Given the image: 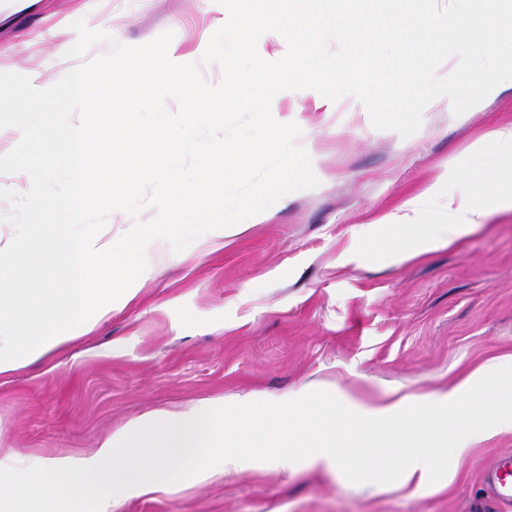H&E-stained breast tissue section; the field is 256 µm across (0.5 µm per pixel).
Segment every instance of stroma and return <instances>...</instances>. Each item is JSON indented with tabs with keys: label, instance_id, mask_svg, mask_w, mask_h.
Wrapping results in <instances>:
<instances>
[{
	"label": "stroma",
	"instance_id": "obj_1",
	"mask_svg": "<svg viewBox=\"0 0 512 512\" xmlns=\"http://www.w3.org/2000/svg\"><path fill=\"white\" fill-rule=\"evenodd\" d=\"M79 3L108 18L109 37L88 48V62L113 43L143 45L167 31L178 52H191L225 22L219 0H40L16 13L0 0V91L20 94L34 70L53 80L62 61L47 31ZM275 105L298 113L296 143L318 186L281 197L270 219L222 251L191 245L180 262L154 260L111 319L0 378V449L87 453L144 412L220 398L241 470L127 499L117 512H512L486 481L512 454V432L478 440L454 479L428 490L276 461L277 445L309 442L310 419L334 394L447 391L512 356V208L410 260L398 257L407 233L379 222L431 182L445 198L462 174L490 173L496 155L478 144L512 122V90L459 115L425 108L407 138L374 128L351 95L327 110L289 97Z\"/></svg>",
	"mask_w": 512,
	"mask_h": 512
}]
</instances>
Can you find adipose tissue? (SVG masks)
I'll return each instance as SVG.
<instances>
[{
	"instance_id": "ef3b65f1",
	"label": "adipose tissue",
	"mask_w": 512,
	"mask_h": 512,
	"mask_svg": "<svg viewBox=\"0 0 512 512\" xmlns=\"http://www.w3.org/2000/svg\"><path fill=\"white\" fill-rule=\"evenodd\" d=\"M488 141L503 162L494 181H470L444 201L434 183L404 212L384 216V223L409 228L415 214L434 209L435 218L410 240L406 256L450 246L478 229L493 209L512 205V124L490 133ZM333 404L346 436L319 426L313 443L290 447L278 456L279 465L333 464L363 479L380 469L407 482L434 470L449 477L453 461L478 439L512 431V357L482 366L449 392L385 403L341 395ZM235 445L224 424L223 401L146 412L107 434L86 455L0 456V512H68L70 501L88 505L90 512H114L130 497L172 493L173 475L182 468L201 482L214 468L237 467Z\"/></svg>"
}]
</instances>
